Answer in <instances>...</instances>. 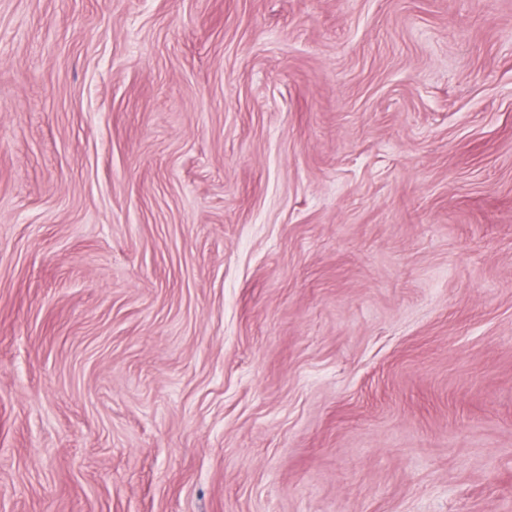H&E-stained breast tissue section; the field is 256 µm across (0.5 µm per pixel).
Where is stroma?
<instances>
[{
  "label": "stroma",
  "mask_w": 512,
  "mask_h": 512,
  "mask_svg": "<svg viewBox=\"0 0 512 512\" xmlns=\"http://www.w3.org/2000/svg\"><path fill=\"white\" fill-rule=\"evenodd\" d=\"M0 512H512V0H0Z\"/></svg>",
  "instance_id": "35a3bbf8"
}]
</instances>
